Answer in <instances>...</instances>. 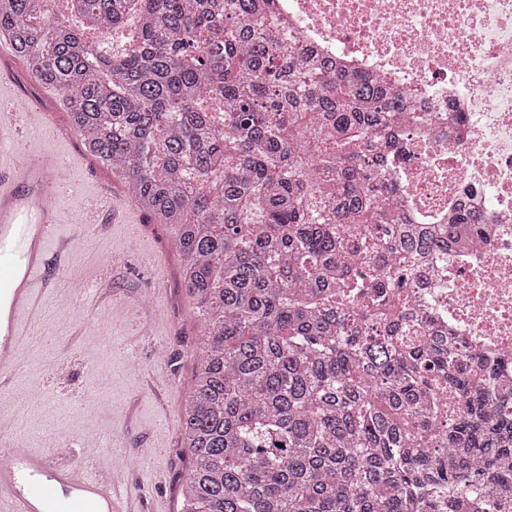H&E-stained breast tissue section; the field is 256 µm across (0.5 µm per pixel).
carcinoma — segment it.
<instances>
[{"instance_id": "1", "label": "carcinoma", "mask_w": 512, "mask_h": 512, "mask_svg": "<svg viewBox=\"0 0 512 512\" xmlns=\"http://www.w3.org/2000/svg\"><path fill=\"white\" fill-rule=\"evenodd\" d=\"M0 0V33L62 92L86 149L170 226L203 325L180 512H485L512 497V361L450 343L427 260L480 235L420 224L386 172L434 115L270 37L266 0ZM224 100L223 126L202 107Z\"/></svg>"}]
</instances>
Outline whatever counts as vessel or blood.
<instances>
[{
	"label": "vessel or blood",
	"mask_w": 512,
	"mask_h": 512,
	"mask_svg": "<svg viewBox=\"0 0 512 512\" xmlns=\"http://www.w3.org/2000/svg\"><path fill=\"white\" fill-rule=\"evenodd\" d=\"M38 123L33 111L0 114V366H12L24 346L26 318L38 306V286L50 268L55 236L57 161L18 163L11 150L17 119ZM0 512H131L111 477L47 459L9 434H0Z\"/></svg>",
	"instance_id": "1"
}]
</instances>
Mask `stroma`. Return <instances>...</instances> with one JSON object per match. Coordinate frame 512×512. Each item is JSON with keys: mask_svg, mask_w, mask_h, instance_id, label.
<instances>
[{"mask_svg": "<svg viewBox=\"0 0 512 512\" xmlns=\"http://www.w3.org/2000/svg\"><path fill=\"white\" fill-rule=\"evenodd\" d=\"M0 82L42 102L43 121L23 131L16 158L56 155L53 206L67 242L51 252L26 357L0 375V418L51 458L113 464L133 512H180L191 468L184 405L203 327L175 237L88 153L62 98L43 97L23 62L0 60ZM90 427L99 442L87 455Z\"/></svg>", "mask_w": 512, "mask_h": 512, "instance_id": "1", "label": "stroma"}]
</instances>
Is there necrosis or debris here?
<instances>
[{
	"mask_svg": "<svg viewBox=\"0 0 512 512\" xmlns=\"http://www.w3.org/2000/svg\"><path fill=\"white\" fill-rule=\"evenodd\" d=\"M273 29L366 71L437 115L391 163L428 224L459 206L487 237L448 246L425 305L484 353L512 351V0H271Z\"/></svg>",
	"mask_w": 512,
	"mask_h": 512,
	"instance_id": "4bbe7bcc",
	"label": "necrosis or debris"
}]
</instances>
